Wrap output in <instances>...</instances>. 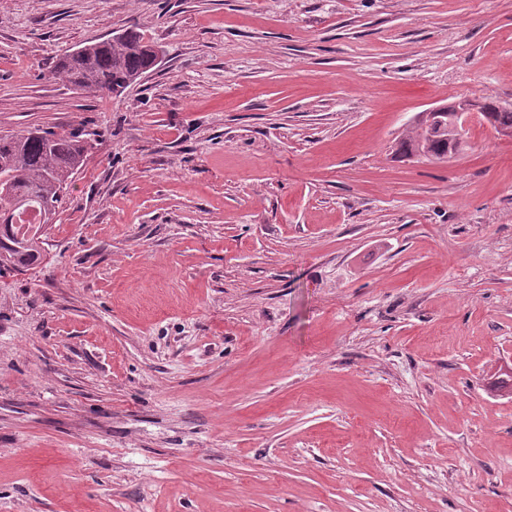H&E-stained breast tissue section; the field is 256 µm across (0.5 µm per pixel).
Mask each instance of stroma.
I'll use <instances>...</instances> for the list:
<instances>
[{"instance_id": "stroma-1", "label": "stroma", "mask_w": 512, "mask_h": 512, "mask_svg": "<svg viewBox=\"0 0 512 512\" xmlns=\"http://www.w3.org/2000/svg\"><path fill=\"white\" fill-rule=\"evenodd\" d=\"M481 97L512 0H0V133L97 135L0 271V512H512V139L396 152ZM155 47L135 30L89 41L61 57L56 71L74 86L119 97L156 67ZM421 132H417L415 135H407L398 142L397 153L402 156L410 157L418 153L422 149H426L430 153L431 157L437 159L447 158L452 154H455V146H450L448 143V122L441 128L432 130H423L420 126Z\"/></svg>"}]
</instances>
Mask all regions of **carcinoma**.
I'll use <instances>...</instances> for the list:
<instances>
[{
	"label": "carcinoma",
	"instance_id": "obj_1",
	"mask_svg": "<svg viewBox=\"0 0 512 512\" xmlns=\"http://www.w3.org/2000/svg\"><path fill=\"white\" fill-rule=\"evenodd\" d=\"M156 65L152 42L135 30H126L84 43L61 57L56 71L78 88L119 97ZM481 105L495 132L512 130V108L488 98ZM91 148L92 139L80 129L58 133L33 128L0 134V268L38 263L44 230ZM422 149L437 159L454 154L448 126L405 136L398 142L397 153L410 157ZM28 211L38 214L39 223H16Z\"/></svg>",
	"mask_w": 512,
	"mask_h": 512
}]
</instances>
